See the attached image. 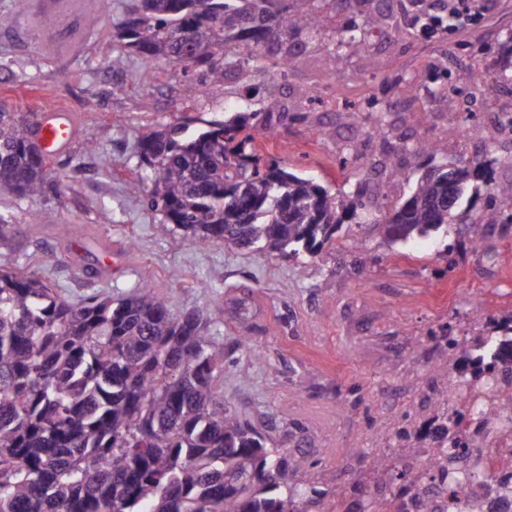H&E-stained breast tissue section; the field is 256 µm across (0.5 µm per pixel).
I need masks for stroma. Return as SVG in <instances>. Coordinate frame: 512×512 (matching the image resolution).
Returning a JSON list of instances; mask_svg holds the SVG:
<instances>
[{"label":"stroma","mask_w":512,"mask_h":512,"mask_svg":"<svg viewBox=\"0 0 512 512\" xmlns=\"http://www.w3.org/2000/svg\"><path fill=\"white\" fill-rule=\"evenodd\" d=\"M133 5L111 0L105 13L96 5L59 13L54 0H0V13L17 19L0 29V101L32 121L51 106L81 119L76 139L50 162L38 198L0 195V214L20 229L12 250H0V266L36 274L73 304L118 299L146 282L173 314L200 311L211 335L224 341L218 387L225 402L268 433L269 448L306 455V482L347 500L391 490L388 472L374 468L367 449L391 440L413 404L428 414L425 392L447 385L456 358L428 341L427 330L451 331L468 345L497 335L512 317V228L476 248L456 227L444 239L393 244L372 226L348 224L335 245L297 259L187 237L153 207L150 188L129 189L141 139L186 117L224 120L245 111L246 87L231 78L202 92L174 61L146 70L112 37ZM474 6L477 20L458 23L446 40L420 39L392 52L377 39L370 53H345L329 71V32L345 22L331 15L328 34L263 94L292 110L314 86L384 103L402 96L408 79L424 78L432 57L443 58L449 83L458 86L471 62L466 43L487 47L483 60L492 68L512 66V0ZM307 108L306 122H284L273 137L257 139L264 163L348 192L361 170L339 168L336 159L354 140L363 160L384 171L371 186L380 215L407 197L428 163L424 153L402 156L398 174L385 171L400 137L447 138L449 113H480L484 104L465 91L451 108L441 100L393 108L381 139L371 134L376 113L336 112L324 102ZM328 123L339 126L340 140L317 135Z\"/></svg>","instance_id":"1"}]
</instances>
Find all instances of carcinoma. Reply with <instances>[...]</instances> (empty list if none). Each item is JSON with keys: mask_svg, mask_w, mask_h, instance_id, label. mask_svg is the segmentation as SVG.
<instances>
[{"mask_svg": "<svg viewBox=\"0 0 512 512\" xmlns=\"http://www.w3.org/2000/svg\"><path fill=\"white\" fill-rule=\"evenodd\" d=\"M345 25L325 60L369 52L372 34L393 24L392 0H322ZM314 0H138L115 27L119 45L151 69L177 61L207 86L230 76L270 78L255 61L266 52L293 65L302 37L325 30ZM303 112L272 98L231 124L187 118L147 134L140 166L150 169L153 203L168 223L199 242H231L282 257L315 256L344 224H371L391 243L465 224L474 247L486 228L512 223V182L484 181L477 216L448 206V142L426 140L435 164L409 197L372 217L368 169L351 193L336 194L277 163L260 166L259 135ZM243 137H238V134ZM492 163L476 156L453 172L464 199L470 180ZM33 124L0 103V193L35 198L49 178ZM451 355L464 354L472 405L454 419L436 410L432 453L470 477L482 460L483 426L512 424V393L489 397L512 373L479 340L464 348L444 331L426 332ZM224 342L197 311L171 313L142 284L120 299L62 298L34 274L0 269V512H307L328 491L296 481L303 455L273 456L266 439L224 403L217 383ZM474 422V434L457 429Z\"/></svg>", "mask_w": 512, "mask_h": 512, "instance_id": "obj_1", "label": "carcinoma"}]
</instances>
